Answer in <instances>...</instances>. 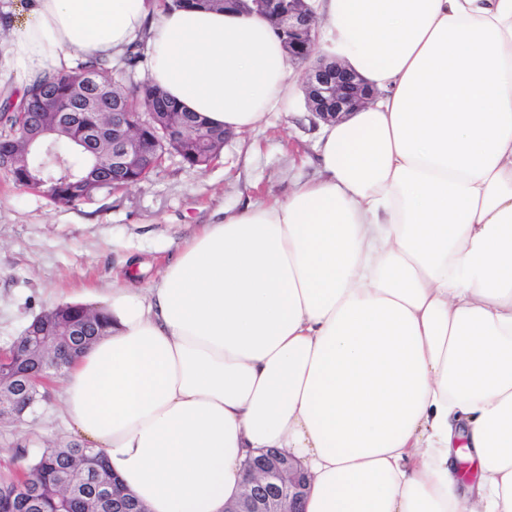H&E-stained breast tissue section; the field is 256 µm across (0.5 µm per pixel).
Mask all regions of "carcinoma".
I'll return each mask as SVG.
<instances>
[{
	"label": "carcinoma",
	"mask_w": 512,
	"mask_h": 512,
	"mask_svg": "<svg viewBox=\"0 0 512 512\" xmlns=\"http://www.w3.org/2000/svg\"><path fill=\"white\" fill-rule=\"evenodd\" d=\"M108 64V60L100 58L81 60L73 68L63 69L36 81L27 89L18 104H9L0 110V145L6 147L15 141L19 128L27 125V113L47 111L42 101L36 98V93L53 91L54 108L71 112L76 110V105L69 97L70 89L80 84L85 74H97L102 86L97 94L98 107L84 110L78 126L59 135L46 137L35 149L30 160V167L41 173L43 191L56 203L73 204L101 189L100 182L93 179L94 161L78 143L82 130L98 123V112L110 110L114 104L120 105L124 112L180 111L163 91L148 81L127 87L113 79L108 74ZM184 118L185 121L180 124L181 130H189L195 136L202 132L215 142L223 140L224 129L209 126L191 112H184ZM60 158L67 162L75 175L88 179L86 192L69 196L63 188L57 186L54 179ZM58 310L60 322L49 329L50 336L65 335L68 327L81 317L84 307L65 303L58 305ZM108 324L109 317L99 314L86 338L72 347V351L76 354L82 353L87 343L104 335ZM11 353L12 370L20 378L24 379L42 369L40 359L24 348L23 340L17 341ZM90 476L96 477L101 484L117 482L100 453L92 448L76 450L69 443L47 448L26 471L0 483V512H108L82 493V484Z\"/></svg>",
	"instance_id": "cac0c4a2"
}]
</instances>
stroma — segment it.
I'll list each match as a JSON object with an SVG mask.
<instances>
[{
    "mask_svg": "<svg viewBox=\"0 0 512 512\" xmlns=\"http://www.w3.org/2000/svg\"><path fill=\"white\" fill-rule=\"evenodd\" d=\"M320 132L297 94L287 112L268 113L229 139L208 168L171 157L144 183L70 205L0 173V348L56 305L98 306L128 261H141L139 281L148 283L180 243L224 211L286 196L315 175ZM60 389V377H51L33 414L0 427V478L43 448L72 441L60 418Z\"/></svg>",
    "mask_w": 512,
    "mask_h": 512,
    "instance_id": "1",
    "label": "stroma"
}]
</instances>
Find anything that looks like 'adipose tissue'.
Returning a JSON list of instances; mask_svg holds the SVG:
<instances>
[{
	"label": "adipose tissue",
	"mask_w": 512,
	"mask_h": 512,
	"mask_svg": "<svg viewBox=\"0 0 512 512\" xmlns=\"http://www.w3.org/2000/svg\"><path fill=\"white\" fill-rule=\"evenodd\" d=\"M376 92L319 172L225 212L64 369L68 427L148 512H224L279 448L305 512H512V0H317ZM12 90L147 41V76L241 134L295 71L255 14L0 0Z\"/></svg>",
	"instance_id": "ef3b65f1"
}]
</instances>
